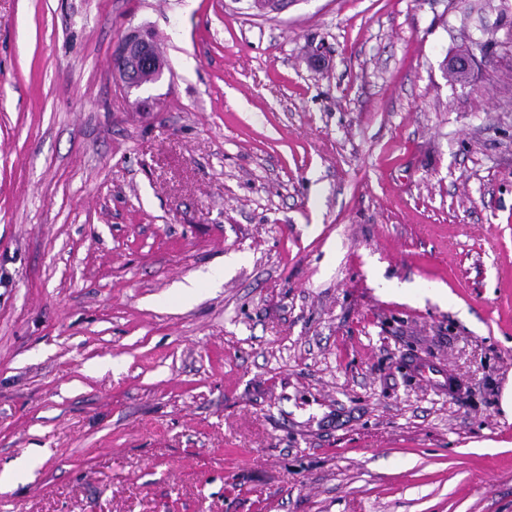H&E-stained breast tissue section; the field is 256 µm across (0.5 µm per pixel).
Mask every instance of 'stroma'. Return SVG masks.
Listing matches in <instances>:
<instances>
[{"instance_id": "1", "label": "stroma", "mask_w": 512, "mask_h": 512, "mask_svg": "<svg viewBox=\"0 0 512 512\" xmlns=\"http://www.w3.org/2000/svg\"><path fill=\"white\" fill-rule=\"evenodd\" d=\"M478 2L0 0V512H512Z\"/></svg>"}]
</instances>
